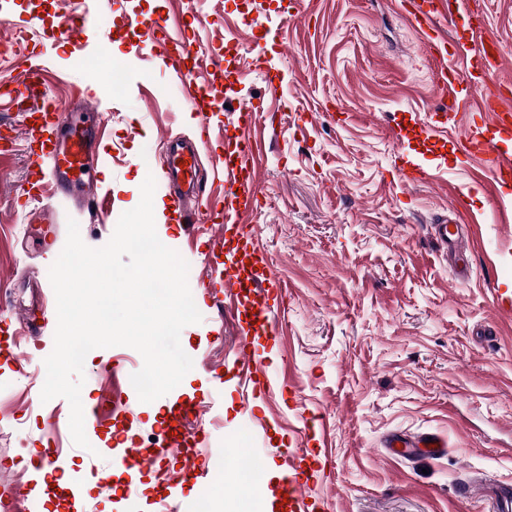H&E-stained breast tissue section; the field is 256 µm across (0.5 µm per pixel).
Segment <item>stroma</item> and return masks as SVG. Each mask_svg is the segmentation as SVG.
<instances>
[{
	"label": "stroma",
	"mask_w": 512,
	"mask_h": 512,
	"mask_svg": "<svg viewBox=\"0 0 512 512\" xmlns=\"http://www.w3.org/2000/svg\"><path fill=\"white\" fill-rule=\"evenodd\" d=\"M71 12L88 21L78 54L59 37ZM137 17L187 22L212 110L192 108L163 41L139 33ZM478 18L506 48L500 77L512 78V0H474L447 28L451 43L470 45ZM19 54L43 67L44 83L40 94L0 106V133L44 96L72 112L99 107L105 197L87 187L23 195L30 168L21 143L0 163V319L32 326L15 363L0 362V512H46L25 459L70 415L65 398L41 399L57 327L47 272L67 239L66 225H55L44 247L42 211L70 213L88 246H104L121 214L138 205L165 138L206 130L223 142L244 105L255 111L262 143V205L247 221L259 226L260 252L281 287V338L263 354L281 387L243 400L226 362L241 339L240 317L225 308L209 267L215 226L178 221L157 186V236L188 262L202 316L180 335L193 368L146 404L130 381L143 366L136 350L87 354L81 399L98 417L84 428L88 447L62 439L61 459L98 480L74 512H187L190 485L160 440L171 407L190 400L201 407L186 429L203 430L228 471L258 461L279 512H289L283 454L305 422L314 432L304 449L316 469L318 512H484L480 498L457 495L458 485L512 483V315L500 308L512 296V204L476 186L480 168L460 151L469 129L483 125L479 114L459 110L446 131L429 132L440 101L434 67L394 0H0V76ZM405 155L432 180L404 189ZM445 220L456 221L461 251L438 236ZM107 365L123 379L108 377ZM117 397L126 404L118 414ZM424 433L444 437L446 453L398 458L387 447ZM127 438L142 464L130 479L138 492L125 500L104 475L114 467L113 440Z\"/></svg>",
	"instance_id": "1"
}]
</instances>
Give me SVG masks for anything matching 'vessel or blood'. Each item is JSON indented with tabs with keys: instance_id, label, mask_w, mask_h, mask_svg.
<instances>
[{
	"instance_id": "obj_1",
	"label": "vessel or blood",
	"mask_w": 512,
	"mask_h": 512,
	"mask_svg": "<svg viewBox=\"0 0 512 512\" xmlns=\"http://www.w3.org/2000/svg\"><path fill=\"white\" fill-rule=\"evenodd\" d=\"M399 10L417 32L431 44H446L445 23L454 21L457 14L454 0H400ZM147 34L162 32L164 41L171 47L168 58L171 69L183 84L187 97L196 108L205 105V93L197 82L194 71L186 69L185 59L191 49L182 26L160 24L153 19L141 22ZM504 50L499 42L489 39L481 42L478 55L488 74V88L481 96L479 109L492 117L493 131L485 133L481 129L470 130L462 144L463 155L478 161L481 169L488 174L486 188L499 196L512 192V101L506 92L512 83L499 80L495 76ZM439 67L436 83L444 103L429 115V126L438 132L446 128L451 112L459 108L458 94L462 85L469 81L466 72L467 54L455 52L439 54ZM17 74L0 79V84L27 90L38 84L43 76L40 65L26 58H18ZM63 106L51 100L43 105L37 117L27 118L23 133L31 144L30 166L34 174L23 190L24 195L40 196L45 181H52L57 188H68L73 180L92 181L96 165L101 156L90 127L91 122H102L103 113L95 108L86 109L85 119L64 120ZM253 113L240 110L237 120V134L224 150L221 163L224 177V221L228 224L241 223L249 216L259 198V189L254 177L255 156L261 150L260 143L252 135ZM198 155L196 146L179 139H168L166 156L154 173L163 184L178 183L181 195L172 197L170 206L174 212H181L185 197L200 193L198 176ZM255 232L239 236L235 255L223 256L220 239H212L211 255L213 264L224 269V292L231 307H238L242 301H249L253 310L248 318V328L243 332L240 349L235 354L233 365L239 379L249 385L270 387L271 381L265 372L264 358L252 347V336L259 335L269 341H277V321L269 310L266 282L247 268L246 262L257 253ZM167 452L181 458L180 476L182 479H197L208 475L207 461L202 458L197 445V433L181 438L175 435L165 437ZM286 479L282 491L289 502L290 512H314L316 499L313 490L302 475L308 470L306 456L289 452L284 460ZM463 495L482 494L489 500V512H512V490L491 489L467 483L461 486Z\"/></svg>"
}]
</instances>
